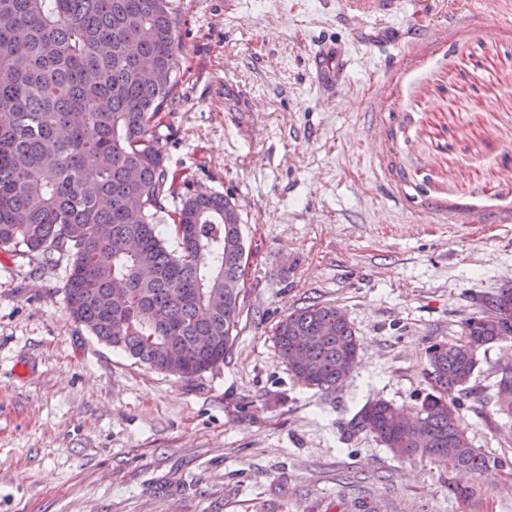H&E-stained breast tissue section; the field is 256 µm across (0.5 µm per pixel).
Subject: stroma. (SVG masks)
Masks as SVG:
<instances>
[{
	"instance_id": "stroma-1",
	"label": "stroma",
	"mask_w": 512,
	"mask_h": 512,
	"mask_svg": "<svg viewBox=\"0 0 512 512\" xmlns=\"http://www.w3.org/2000/svg\"><path fill=\"white\" fill-rule=\"evenodd\" d=\"M341 0H174L182 45L160 146L174 194L232 198L248 273L232 348L191 381L106 345L67 310L64 262L0 250V512H512V418L479 352L460 425L495 464L398 458L349 422L413 408L426 356L512 288V0H419L386 21ZM325 40L353 62L309 78ZM469 214V224L453 222ZM342 308L361 346L344 383L299 384L288 312Z\"/></svg>"
}]
</instances>
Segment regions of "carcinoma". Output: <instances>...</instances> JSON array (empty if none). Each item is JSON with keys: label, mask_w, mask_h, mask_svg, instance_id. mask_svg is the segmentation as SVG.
Masks as SVG:
<instances>
[{"label": "carcinoma", "mask_w": 512, "mask_h": 512, "mask_svg": "<svg viewBox=\"0 0 512 512\" xmlns=\"http://www.w3.org/2000/svg\"><path fill=\"white\" fill-rule=\"evenodd\" d=\"M173 0H0V249L67 261L70 317L99 341L187 381L224 362L240 315L245 253L231 198L196 192L175 211L174 248L158 231L172 196L156 118L180 102ZM462 342L427 349L431 391L415 409L372 400L353 416L394 455L451 459L472 475L491 458L458 424L479 350L512 338V319H467ZM276 346L302 385L351 374L359 341L342 308L288 313ZM512 415V373L497 382Z\"/></svg>", "instance_id": "obj_1"}]
</instances>
